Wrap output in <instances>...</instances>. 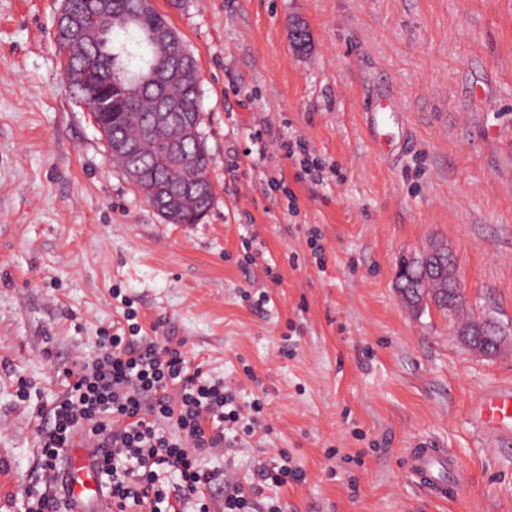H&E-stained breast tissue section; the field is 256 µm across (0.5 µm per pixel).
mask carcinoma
Listing matches in <instances>:
<instances>
[{
    "label": "carcinoma",
    "mask_w": 512,
    "mask_h": 512,
    "mask_svg": "<svg viewBox=\"0 0 512 512\" xmlns=\"http://www.w3.org/2000/svg\"><path fill=\"white\" fill-rule=\"evenodd\" d=\"M112 32L106 40L85 44V53L98 59V67L92 78V85L98 89H112V99L121 105L127 115L114 121L109 119L107 110L97 107L95 118L105 125L112 126L114 139L136 142L150 139L151 148L138 155H119L112 158L121 170L132 166L140 170V180L136 186L143 192L146 200L159 212L170 208L168 197L161 193V187L172 182L183 181L193 175L204 176L210 163L205 147H199L192 140L180 143V153L197 159L191 168L173 167L165 163L170 143L185 125L202 123L200 87L184 81H165L161 87H148L141 91L146 102L159 98L178 107L176 120L166 126H153L150 108H142L127 100L124 88L116 82L149 71L163 64L167 56L175 49H186L184 43L178 45L156 44L150 37L157 32L176 33L168 17L153 9L147 13L137 12L138 0H111ZM212 204L209 195L187 197L180 203L179 213L184 218L206 213Z\"/></svg>",
    "instance_id": "cac0c4a2"
}]
</instances>
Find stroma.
Listing matches in <instances>:
<instances>
[{
    "mask_svg": "<svg viewBox=\"0 0 512 512\" xmlns=\"http://www.w3.org/2000/svg\"><path fill=\"white\" fill-rule=\"evenodd\" d=\"M155 6L199 65L214 198L196 224L109 163L63 79L62 0H0V512L44 488L36 407L125 298L144 335L261 399L270 438L201 463L243 481L287 451L306 480L278 489L282 512H512V445L473 412L512 387V0ZM432 241L457 258L463 317L505 331L495 356L401 300L399 258ZM415 446L456 457L457 498L407 473Z\"/></svg>",
    "mask_w": 512,
    "mask_h": 512,
    "instance_id": "obj_1",
    "label": "stroma"
}]
</instances>
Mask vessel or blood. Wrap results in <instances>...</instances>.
Wrapping results in <instances>:
<instances>
[{
    "mask_svg": "<svg viewBox=\"0 0 512 512\" xmlns=\"http://www.w3.org/2000/svg\"><path fill=\"white\" fill-rule=\"evenodd\" d=\"M477 418L488 435L497 443L512 440V389L486 394L476 405ZM82 450L72 452L66 476L65 496L72 512H112L110 501L99 487L88 452L92 440L82 442ZM411 474L416 476L437 499L455 497L461 484L452 474L458 469L455 459L444 448H411L406 453Z\"/></svg>",
    "mask_w": 512,
    "mask_h": 512,
    "instance_id": "1",
    "label": "vessel or blood"
}]
</instances>
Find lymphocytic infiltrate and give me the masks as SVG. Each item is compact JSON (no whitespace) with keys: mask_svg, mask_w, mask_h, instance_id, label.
Listing matches in <instances>:
<instances>
[{"mask_svg":"<svg viewBox=\"0 0 512 512\" xmlns=\"http://www.w3.org/2000/svg\"><path fill=\"white\" fill-rule=\"evenodd\" d=\"M127 334L100 341L99 354L67 371L65 391L43 413L42 473L60 472L76 439L95 438L96 466L105 479L112 512H183L189 499L198 512L213 486L224 488V512H247L265 486L301 482L304 472L288 452L255 467L247 484L229 485L222 469H202L201 452L234 447L253 433L260 400L242 409L223 380L191 368L186 356L143 336L135 311H127Z\"/></svg>","mask_w":512,"mask_h":512,"instance_id":"1","label":"lymphocytic infiltrate"}]
</instances>
